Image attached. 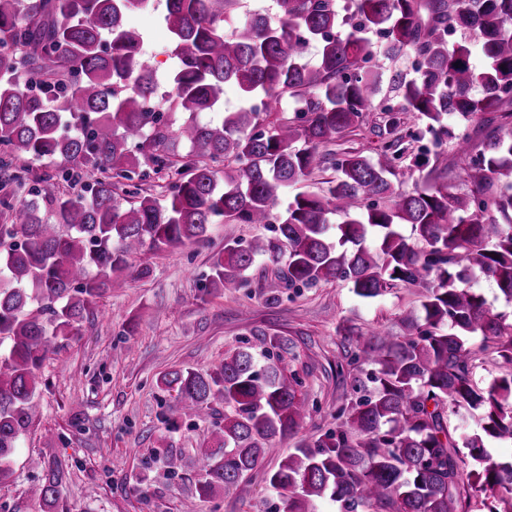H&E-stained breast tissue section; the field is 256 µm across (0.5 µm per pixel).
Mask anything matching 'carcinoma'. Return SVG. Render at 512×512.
Instances as JSON below:
<instances>
[{"instance_id": "cac0c4a2", "label": "carcinoma", "mask_w": 512, "mask_h": 512, "mask_svg": "<svg viewBox=\"0 0 512 512\" xmlns=\"http://www.w3.org/2000/svg\"><path fill=\"white\" fill-rule=\"evenodd\" d=\"M147 2L0 0V481L39 413L36 371L127 272L149 276L145 255L199 243L215 222L272 224L270 237L224 243L207 291L242 286L262 257L289 286L341 280L362 299L398 287L420 296L398 332L337 327L355 344L351 363L374 367V387L267 473L283 512H317L325 497L341 512H470L477 498L486 512H512V459L488 451L512 441V324L471 286L488 280L512 302V0H349L345 17L336 0H275V24L234 20L240 0H166L179 65L162 95L142 61L143 34L126 22ZM450 27L467 37L448 45ZM369 32L385 39L388 59L415 58L414 77H392V105L379 106ZM311 41L314 63L304 56ZM229 81L245 105L199 122L221 107ZM177 111L189 118L174 130L164 115ZM370 112L387 114L377 157L327 148ZM407 113L419 131L404 128ZM484 114L491 130L478 147L465 128ZM415 143L433 163L423 187L400 192L392 178L414 176ZM450 150L465 193L439 181ZM75 168L86 194L42 196L39 184ZM321 169L335 176L277 214L282 189ZM162 172L165 195L122 190ZM474 337L501 359L503 374L484 387L473 379ZM284 349L265 335L210 370L158 377L198 416L224 408L196 448L198 496L235 494L302 427L307 401ZM461 410L480 412L481 425L458 440L448 414ZM68 476L49 464L35 494L56 502Z\"/></svg>"}]
</instances>
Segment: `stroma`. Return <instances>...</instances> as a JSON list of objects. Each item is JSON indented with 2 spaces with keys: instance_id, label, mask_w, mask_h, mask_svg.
I'll return each instance as SVG.
<instances>
[{
  "instance_id": "1",
  "label": "stroma",
  "mask_w": 512,
  "mask_h": 512,
  "mask_svg": "<svg viewBox=\"0 0 512 512\" xmlns=\"http://www.w3.org/2000/svg\"><path fill=\"white\" fill-rule=\"evenodd\" d=\"M166 0L128 15L145 36L144 59L160 90L178 60L163 16ZM271 225H209L204 241L149 254L150 277L128 280L99 303L77 336L37 372L40 413L14 456L12 475L0 485V512H180L195 500L197 512H275L268 471L300 439L335 427L336 412L354 399L355 378L368 364H349L348 340L336 327L394 328L416 307L404 288L374 300L357 297L335 280L311 288H270L276 267L260 258L241 288L205 292L214 254L225 241L270 234ZM287 339V361L302 382L308 417L296 437L278 444L231 497L196 499L195 452L208 423L186 410L157 379L172 367L211 369L225 352L255 343L258 335ZM180 454L184 472H168L156 452ZM58 461L69 478L52 507L33 497L46 463Z\"/></svg>"
}]
</instances>
